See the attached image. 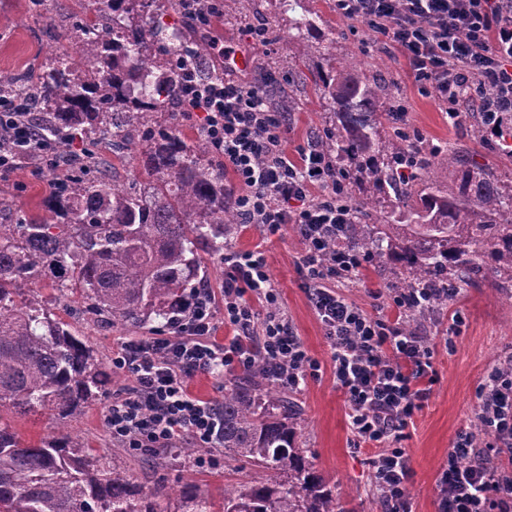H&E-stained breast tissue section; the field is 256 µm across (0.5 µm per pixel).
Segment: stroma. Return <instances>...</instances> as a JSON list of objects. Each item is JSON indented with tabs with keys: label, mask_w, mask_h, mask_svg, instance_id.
Here are the masks:
<instances>
[{
	"label": "stroma",
	"mask_w": 512,
	"mask_h": 512,
	"mask_svg": "<svg viewBox=\"0 0 512 512\" xmlns=\"http://www.w3.org/2000/svg\"><path fill=\"white\" fill-rule=\"evenodd\" d=\"M309 19L336 39V54L353 53L368 80L386 83L392 105L403 106L399 127L417 133L426 149H453L472 159L479 168L496 172L502 179L512 178V156L500 151L495 134L477 139L474 130L477 114L453 120L444 106L424 92L411 75L405 58L392 46L378 41L360 23L339 14L334 0H305ZM75 0H43L40 11H33L30 0H0V71L27 74L39 71L54 54L71 50L70 41L61 36L69 25ZM288 16L279 0H237L233 10L214 15L209 28L200 35L209 44L207 63L223 60L222 48L245 50L254 59L246 70L249 80L267 84L268 100L285 98L288 114L289 149L316 141L328 122V107L314 91V73L321 64L315 47L297 33L289 32ZM259 30L263 39L251 38ZM51 175L42 164L21 159L13 168L0 171V194L9 195L13 208L0 215V222L14 218L51 220L45 201L51 192ZM262 246L270 273L281 296V309L312 357L322 365V376L308 381L294 398L301 409L298 442L315 468L325 477L348 512H381L380 501L370 484L373 449L356 448L349 427V405L337 389L331 361V347L322 324L314 313L297 271L302 249L296 225H282L276 235H266L262 227L251 225L228 239L226 249L246 250ZM395 268L393 261L363 270L356 287L346 294L368 314L396 319L397 309L388 281ZM46 306L73 330L87 338L110 374L104 393L88 404L75 418L57 428L39 413L18 416L0 412V420L11 426L26 442H36L57 432L81 440L103 461L126 468L144 490L161 484L178 486L195 482L214 500H221L224 489L242 475L272 479V471L240 463L225 465L223 453L212 463L198 467L180 449H165L166 465L157 469L143 465L141 456L113 444L105 428V412L113 391L130 387L128 377L112 373V349L123 340L149 336L148 328L113 325L85 312L80 292L58 300L52 289H41ZM411 328L425 336L431 349L436 381L421 410L407 428L401 445L410 457L411 473L407 493L413 512H436V481L460 434L471 432L480 412L478 387L486 370L512 359V285L487 273L464 285L434 317L412 322Z\"/></svg>",
	"instance_id": "35a3bbf8"
}]
</instances>
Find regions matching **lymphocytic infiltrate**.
I'll list each match as a JSON object with an SVG mask.
<instances>
[{
    "mask_svg": "<svg viewBox=\"0 0 512 512\" xmlns=\"http://www.w3.org/2000/svg\"><path fill=\"white\" fill-rule=\"evenodd\" d=\"M338 13L366 26L407 58L423 89L458 117L464 95L491 91L485 112H512V0H336ZM181 108L196 122L235 178L232 206L239 223L276 234L297 225L303 251L297 267L308 300L332 347L336 386L350 404L354 445L373 443L371 485L385 512H411L409 457L398 443L433 382L425 337L370 316L338 292L355 283L365 255L350 241L353 210L339 196L336 168L315 144L287 150L288 118L269 104L263 87L236 72L220 82L185 73ZM224 306L210 289L191 292L172 328L127 340L112 353V370L132 381L105 416L113 442L133 451L176 447L183 439L217 448L223 421L211 403L191 396L197 375L262 365L296 390L318 378L321 364L293 332L263 250L224 255ZM335 280L329 288L327 280ZM233 335L214 336L216 319ZM487 440L474 447L462 435L438 479V512H512V473L492 467L512 457V372L492 367L479 386Z\"/></svg>",
    "mask_w": 512,
    "mask_h": 512,
    "instance_id": "1",
    "label": "lymphocytic infiltrate"
}]
</instances>
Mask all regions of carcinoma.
Returning <instances> with one entry per match:
<instances>
[{
  "label": "carcinoma",
  "instance_id": "obj_1",
  "mask_svg": "<svg viewBox=\"0 0 512 512\" xmlns=\"http://www.w3.org/2000/svg\"><path fill=\"white\" fill-rule=\"evenodd\" d=\"M71 29L76 55L54 56L31 78L0 73V94L41 112L31 124L59 152L75 140V161L54 177L48 208L57 224L0 223V410L43 412L61 423L80 414L107 374L91 343L53 316L37 288L64 297L81 289L92 314L112 323L168 326L197 287L202 254L224 251L238 224L224 184V165L210 159L203 137L187 141L159 121L179 101L183 71L200 64L206 46L165 36L162 0H79ZM324 66L315 80L332 115L321 149L346 178L343 198L357 216L380 208L377 236L351 225L352 244L369 263H401L396 287L435 288L433 305L459 287V268H485L512 280V183L460 158L443 157L451 187L400 173L415 144L385 131L386 87L366 80L336 39L320 38ZM137 161L149 180L108 181L100 148ZM224 457L279 475L224 488L216 503L185 482L147 492L124 469L109 467L67 434L21 440L0 422V512H349L297 443L300 408L255 367L224 386Z\"/></svg>",
  "mask_w": 512,
  "mask_h": 512
}]
</instances>
